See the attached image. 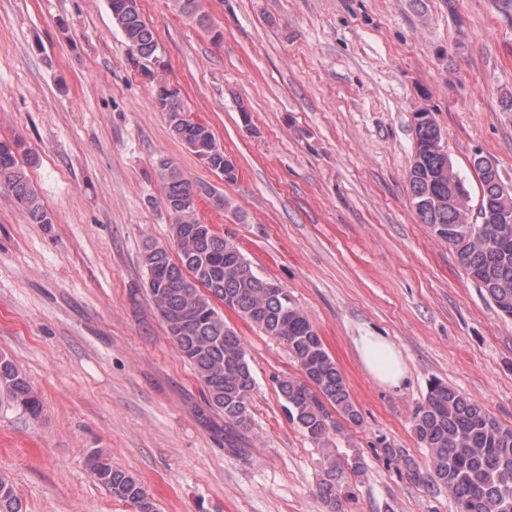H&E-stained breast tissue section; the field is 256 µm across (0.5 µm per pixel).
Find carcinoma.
<instances>
[{"instance_id": "carcinoma-1", "label": "carcinoma", "mask_w": 512, "mask_h": 512, "mask_svg": "<svg viewBox=\"0 0 512 512\" xmlns=\"http://www.w3.org/2000/svg\"><path fill=\"white\" fill-rule=\"evenodd\" d=\"M179 12L208 26L201 0H178ZM114 24L126 40L130 61L142 69L158 49L137 0H108ZM156 101L168 113L171 134L211 171L224 174V148L212 129L190 119L179 94L166 93L168 83L153 76ZM414 154L406 173L411 203L422 223L448 243L468 279L483 290L499 314L512 320V191L486 163L475 168L481 184L477 213H472L465 179L443 153L442 128L431 110L413 115ZM20 158V143L0 141V182L11 190L36 224H50ZM163 201L173 215L169 237L177 247L144 244L141 262L147 289L168 337L195 371L205 401L224 415V422L246 429L256 381L244 340L224 321L220 306L234 311L266 335L283 341L297 362L298 379L276 380L290 421L321 446L341 430V422L362 425L342 373L309 316L276 282L263 278L230 239L202 222L196 202L229 205L224 194L206 182L188 178L169 158L156 162ZM8 405L31 419L42 403L26 374L0 353V406ZM413 430L430 456L426 470L404 460L414 482L448 490L456 512H512V426L500 423L481 403L435 379L412 416ZM94 479L133 512H158L154 498L132 473L112 465L110 455L94 451L88 459ZM358 455L328 460L318 482L328 512H343L350 486L340 475L356 476ZM0 512H23L13 483L0 475Z\"/></svg>"}]
</instances>
